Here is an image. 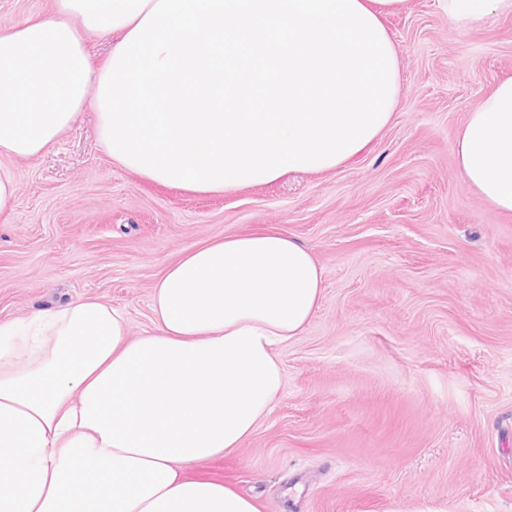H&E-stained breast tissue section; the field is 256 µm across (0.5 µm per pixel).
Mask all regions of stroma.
<instances>
[{
  "instance_id": "35a3bbf8",
  "label": "stroma",
  "mask_w": 512,
  "mask_h": 512,
  "mask_svg": "<svg viewBox=\"0 0 512 512\" xmlns=\"http://www.w3.org/2000/svg\"><path fill=\"white\" fill-rule=\"evenodd\" d=\"M385 25L398 108L337 170L187 193L112 162L90 110L52 151L12 160L0 320L95 296L138 336L184 251L278 229L311 249L322 296L278 349L270 413L206 467L261 512H512V214L466 189L453 153L469 112L512 77V16L463 31L444 0H406Z\"/></svg>"
}]
</instances>
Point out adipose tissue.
<instances>
[{
    "label": "adipose tissue",
    "instance_id": "ef3b65f1",
    "mask_svg": "<svg viewBox=\"0 0 512 512\" xmlns=\"http://www.w3.org/2000/svg\"><path fill=\"white\" fill-rule=\"evenodd\" d=\"M405 0H53L0 31V160L51 151L93 108L112 161L220 194L330 172L388 127ZM471 29L512 0H446ZM118 40L93 65L85 34ZM453 150L465 187L512 214V77ZM312 252L271 228L186 250L151 292L152 328L85 297L0 321V512H260L190 477L240 448L283 386L277 346L322 295Z\"/></svg>",
    "mask_w": 512,
    "mask_h": 512
}]
</instances>
